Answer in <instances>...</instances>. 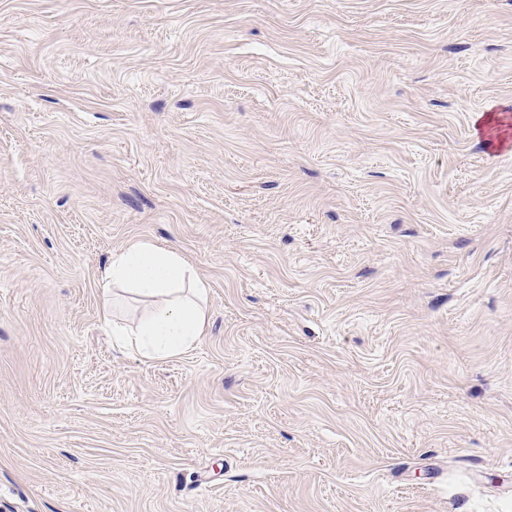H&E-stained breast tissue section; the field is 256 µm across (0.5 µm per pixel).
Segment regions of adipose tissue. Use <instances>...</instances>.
Returning a JSON list of instances; mask_svg holds the SVG:
<instances>
[{"label": "adipose tissue", "instance_id": "obj_1", "mask_svg": "<svg viewBox=\"0 0 512 512\" xmlns=\"http://www.w3.org/2000/svg\"><path fill=\"white\" fill-rule=\"evenodd\" d=\"M101 313L111 318L117 291L139 296L148 306L136 330L124 339L147 360L181 354L203 336L207 321V283L178 248L134 240L114 254L102 270Z\"/></svg>", "mask_w": 512, "mask_h": 512}]
</instances>
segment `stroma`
I'll list each match as a JSON object with an SVG mask.
<instances>
[{"mask_svg": "<svg viewBox=\"0 0 512 512\" xmlns=\"http://www.w3.org/2000/svg\"><path fill=\"white\" fill-rule=\"evenodd\" d=\"M512 0H0V512H512ZM207 281L148 361L129 241ZM101 313L109 321L116 290L139 296L148 311L135 331H118L123 341L146 360L181 354L203 336L207 321V283L175 246L133 240L112 256L102 270Z\"/></svg>", "mask_w": 512, "mask_h": 512, "instance_id": "obj_1", "label": "stroma"}]
</instances>
